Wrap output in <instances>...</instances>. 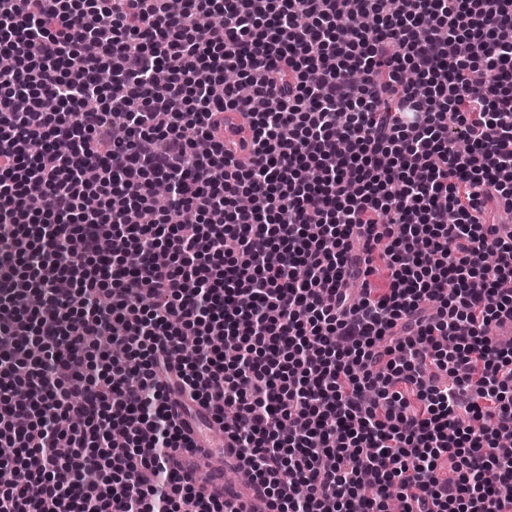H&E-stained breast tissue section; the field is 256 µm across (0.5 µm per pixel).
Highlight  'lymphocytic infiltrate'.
I'll list each match as a JSON object with an SVG mask.
<instances>
[{"instance_id":"f902f5d3","label":"lymphocytic infiltrate","mask_w":512,"mask_h":512,"mask_svg":"<svg viewBox=\"0 0 512 512\" xmlns=\"http://www.w3.org/2000/svg\"><path fill=\"white\" fill-rule=\"evenodd\" d=\"M0 58V512H228L214 396L267 512H512V0H0Z\"/></svg>"}]
</instances>
